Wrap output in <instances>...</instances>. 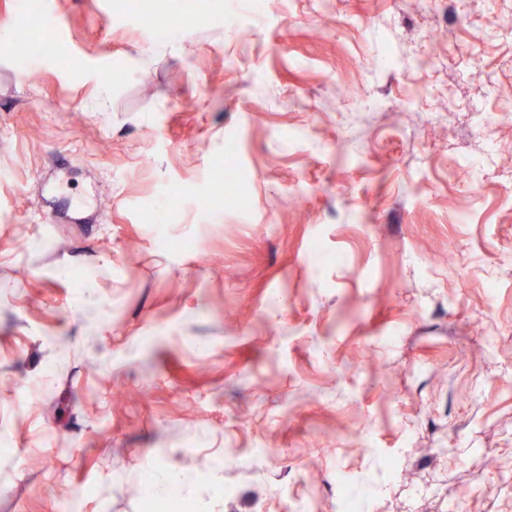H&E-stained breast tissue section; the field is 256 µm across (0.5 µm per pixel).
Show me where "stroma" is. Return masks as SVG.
Returning <instances> with one entry per match:
<instances>
[{"instance_id": "obj_1", "label": "stroma", "mask_w": 512, "mask_h": 512, "mask_svg": "<svg viewBox=\"0 0 512 512\" xmlns=\"http://www.w3.org/2000/svg\"><path fill=\"white\" fill-rule=\"evenodd\" d=\"M45 9L66 59L0 52V512H512V182L459 177L512 171V0Z\"/></svg>"}]
</instances>
